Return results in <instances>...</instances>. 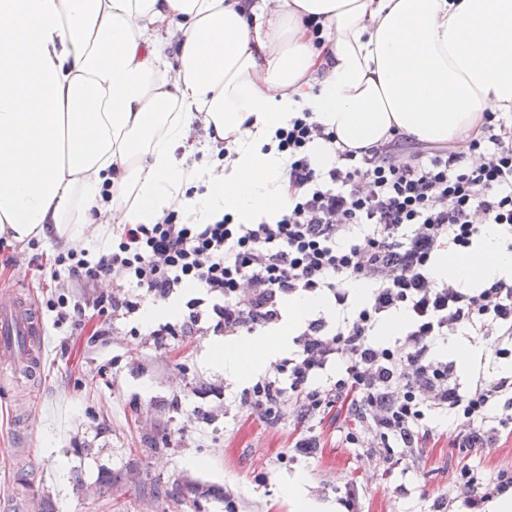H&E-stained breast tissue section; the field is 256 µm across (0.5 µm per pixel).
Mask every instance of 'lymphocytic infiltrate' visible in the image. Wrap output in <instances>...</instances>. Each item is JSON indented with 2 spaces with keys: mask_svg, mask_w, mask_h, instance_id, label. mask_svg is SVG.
<instances>
[{
  "mask_svg": "<svg viewBox=\"0 0 512 512\" xmlns=\"http://www.w3.org/2000/svg\"><path fill=\"white\" fill-rule=\"evenodd\" d=\"M319 144L330 164L316 163ZM267 147L285 161L288 206L277 215L192 224L176 202L155 223L126 224L116 209L111 252L57 249L46 274L96 291L102 314L184 302L156 336L272 334L290 301H312L287 349L225 394V416L287 429L293 456L311 459L335 411L338 445L356 466L321 486L346 512H364L372 481L387 490L388 512H401L400 474L424 475L437 448L456 451L458 474L431 512H498L512 500V463L501 458L512 447V370L499 367L512 357V278L468 287L437 264L491 229L512 251V122L488 112L479 134L452 143L424 147L395 132L351 148L305 110ZM395 319L397 331L380 337ZM462 330L481 355L465 377L461 354L442 352Z\"/></svg>",
  "mask_w": 512,
  "mask_h": 512,
  "instance_id": "f902f5d3",
  "label": "lymphocytic infiltrate"
}]
</instances>
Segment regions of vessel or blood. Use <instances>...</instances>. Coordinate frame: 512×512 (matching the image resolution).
<instances>
[{"label": "vessel or blood", "mask_w": 512, "mask_h": 512, "mask_svg": "<svg viewBox=\"0 0 512 512\" xmlns=\"http://www.w3.org/2000/svg\"><path fill=\"white\" fill-rule=\"evenodd\" d=\"M43 324L34 306L14 290H0V359L22 364L31 376H38L42 361L34 350L19 351L13 343L17 336H38Z\"/></svg>", "instance_id": "1"}]
</instances>
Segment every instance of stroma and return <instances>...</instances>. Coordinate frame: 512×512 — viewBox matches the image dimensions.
Segmentation results:
<instances>
[{"mask_svg":"<svg viewBox=\"0 0 512 512\" xmlns=\"http://www.w3.org/2000/svg\"><path fill=\"white\" fill-rule=\"evenodd\" d=\"M57 246L0 240V287L19 285L44 324L41 380L0 365V512H36L45 496L56 512H157L132 493L155 478L194 483L208 495L203 512H225L227 488L238 512H292L296 485L319 512H340L334 493H317L324 475L354 465L336 445L333 415L321 423L324 448L303 466L290 457L287 430L244 414L225 418L216 392L236 376L209 365L211 338L158 339L133 316H103L107 334L97 339L91 327L57 325L47 307L56 284L40 268ZM455 468L450 450L434 451L426 478L404 479L411 491L404 512H427L429 496L447 490ZM108 470L122 471L123 480L106 494L97 480Z\"/></svg>","mask_w":512,"mask_h":512,"instance_id":"obj_1","label":"stroma"}]
</instances>
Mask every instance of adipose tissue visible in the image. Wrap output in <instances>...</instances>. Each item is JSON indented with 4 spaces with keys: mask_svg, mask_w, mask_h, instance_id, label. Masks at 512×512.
<instances>
[{
    "mask_svg": "<svg viewBox=\"0 0 512 512\" xmlns=\"http://www.w3.org/2000/svg\"><path fill=\"white\" fill-rule=\"evenodd\" d=\"M235 5L0 0V236L77 246L107 206L151 224L178 196L195 224L275 214L284 162L261 147L305 109L351 147L393 126L448 143L512 112V0ZM196 121L236 134L220 178L192 160ZM440 270L512 277V252L491 235Z\"/></svg>",
    "mask_w": 512,
    "mask_h": 512,
    "instance_id": "1",
    "label": "adipose tissue"
}]
</instances>
